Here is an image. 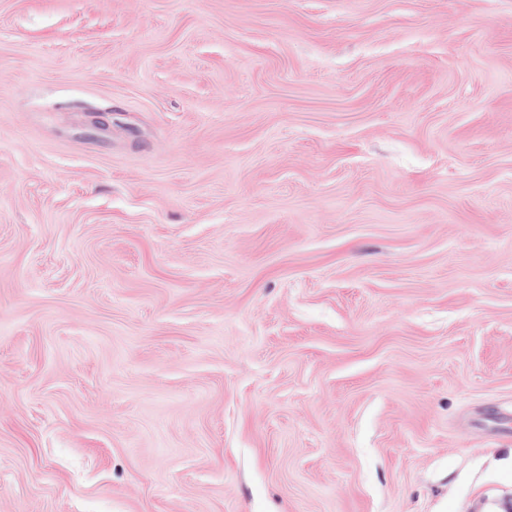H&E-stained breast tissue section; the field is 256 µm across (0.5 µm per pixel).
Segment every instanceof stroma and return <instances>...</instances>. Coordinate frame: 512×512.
Returning <instances> with one entry per match:
<instances>
[{"instance_id": "obj_1", "label": "stroma", "mask_w": 512, "mask_h": 512, "mask_svg": "<svg viewBox=\"0 0 512 512\" xmlns=\"http://www.w3.org/2000/svg\"><path fill=\"white\" fill-rule=\"evenodd\" d=\"M512 0H0V512L512 499Z\"/></svg>"}]
</instances>
